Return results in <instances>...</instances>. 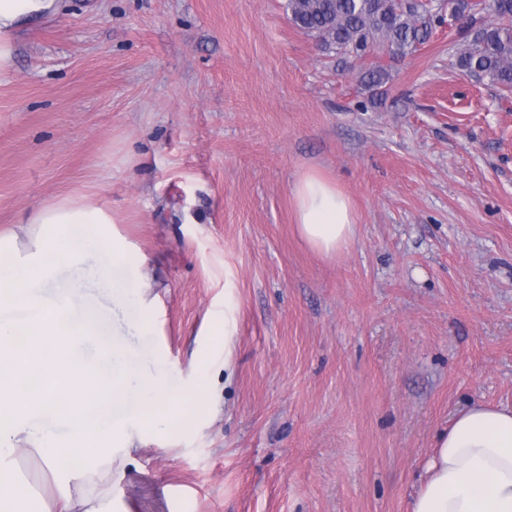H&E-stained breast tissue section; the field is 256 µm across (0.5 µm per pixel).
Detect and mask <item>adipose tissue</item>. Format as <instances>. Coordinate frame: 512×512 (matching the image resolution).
I'll use <instances>...</instances> for the list:
<instances>
[{
	"label": "adipose tissue",
	"instance_id": "ef3b65f1",
	"mask_svg": "<svg viewBox=\"0 0 512 512\" xmlns=\"http://www.w3.org/2000/svg\"><path fill=\"white\" fill-rule=\"evenodd\" d=\"M60 7L61 0H0V77L14 69L23 21ZM293 196L297 232L311 249L333 256L348 248L356 218L335 182L308 172ZM115 222L76 193L0 232V512H22L30 500L14 470L23 451L53 476L49 512H115L118 464L145 443L137 427L169 429L197 405L179 389L149 383L137 355L109 341L98 314L76 301L80 281L63 278L94 262L113 304L141 331L153 330L148 293L156 276L134 260ZM426 473L409 512H512V407L476 403L458 413Z\"/></svg>",
	"mask_w": 512,
	"mask_h": 512
}]
</instances>
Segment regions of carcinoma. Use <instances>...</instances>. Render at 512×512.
<instances>
[{"label":"carcinoma","instance_id":"obj_1","mask_svg":"<svg viewBox=\"0 0 512 512\" xmlns=\"http://www.w3.org/2000/svg\"><path fill=\"white\" fill-rule=\"evenodd\" d=\"M290 21L316 39L320 50L344 59L373 54L404 58L424 44L446 17L473 18L487 9L494 21L475 30L456 51V65L471 79L512 92V0H448V16L422 0H288ZM367 88L388 80L381 64L361 72Z\"/></svg>","mask_w":512,"mask_h":512}]
</instances>
